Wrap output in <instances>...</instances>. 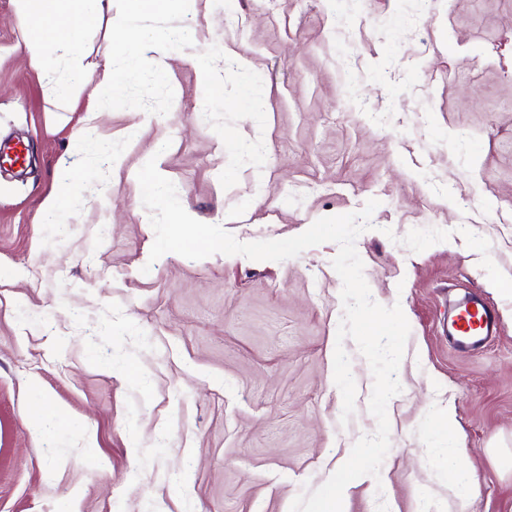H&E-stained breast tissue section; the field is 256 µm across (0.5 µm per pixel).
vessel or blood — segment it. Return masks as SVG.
Segmentation results:
<instances>
[{"mask_svg": "<svg viewBox=\"0 0 512 512\" xmlns=\"http://www.w3.org/2000/svg\"><path fill=\"white\" fill-rule=\"evenodd\" d=\"M498 329L497 311L480 295L470 293L461 298L450 312L446 334L455 350L468 353L482 348Z\"/></svg>", "mask_w": 512, "mask_h": 512, "instance_id": "obj_1", "label": "vessel or blood"}]
</instances>
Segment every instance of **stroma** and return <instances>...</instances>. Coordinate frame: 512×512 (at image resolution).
Here are the masks:
<instances>
[{
    "instance_id": "1",
    "label": "stroma",
    "mask_w": 512,
    "mask_h": 512,
    "mask_svg": "<svg viewBox=\"0 0 512 512\" xmlns=\"http://www.w3.org/2000/svg\"><path fill=\"white\" fill-rule=\"evenodd\" d=\"M83 51L116 89L62 105L0 0V141L26 148L0 168V512H290L377 429L350 339L341 419L338 245L150 261L151 159L190 216L243 243L378 200L355 245L410 333L380 477L343 512H512V0H112ZM63 168L82 181L58 241L40 204ZM468 290L499 313L471 354L442 334ZM39 398L83 431H36ZM451 442L465 505L434 454Z\"/></svg>"
}]
</instances>
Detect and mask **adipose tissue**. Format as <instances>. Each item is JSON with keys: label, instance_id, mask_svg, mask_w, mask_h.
<instances>
[{"label": "adipose tissue", "instance_id": "obj_1", "mask_svg": "<svg viewBox=\"0 0 512 512\" xmlns=\"http://www.w3.org/2000/svg\"><path fill=\"white\" fill-rule=\"evenodd\" d=\"M18 18L24 27L25 48L31 67L44 71L43 49L54 41L65 47L80 46L87 33L99 27L112 10V0H17ZM69 81L56 84L58 97L66 99L76 84L93 85L100 94H111L115 84L110 63L84 65L81 55L68 63Z\"/></svg>", "mask_w": 512, "mask_h": 512}]
</instances>
